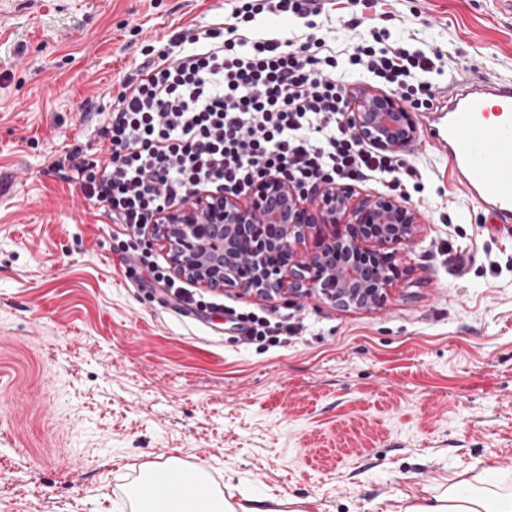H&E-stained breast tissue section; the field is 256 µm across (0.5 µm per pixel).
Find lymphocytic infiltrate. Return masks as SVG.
I'll list each match as a JSON object with an SVG mask.
<instances>
[{
  "label": "lymphocytic infiltrate",
  "instance_id": "lymphocytic-infiltrate-1",
  "mask_svg": "<svg viewBox=\"0 0 512 512\" xmlns=\"http://www.w3.org/2000/svg\"><path fill=\"white\" fill-rule=\"evenodd\" d=\"M332 5L228 0L223 20L145 44L98 131L109 159L91 153L74 165L84 196L122 227L117 250L129 273L161 284L176 311L227 318L248 343L276 341L285 327L188 288L153 258L144 231L160 211L198 193L244 196L266 176L299 188L379 180L395 189L415 176L403 153L353 132L348 87H386L427 111L436 93L425 76L442 53L409 51L384 28L337 47Z\"/></svg>",
  "mask_w": 512,
  "mask_h": 512
}]
</instances>
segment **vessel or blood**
I'll use <instances>...</instances> for the list:
<instances>
[{"label": "vessel or blood", "instance_id": "b4317fda", "mask_svg": "<svg viewBox=\"0 0 512 512\" xmlns=\"http://www.w3.org/2000/svg\"><path fill=\"white\" fill-rule=\"evenodd\" d=\"M424 126L453 177L498 224H512V81L449 83Z\"/></svg>", "mask_w": 512, "mask_h": 512}]
</instances>
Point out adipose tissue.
<instances>
[{"label":"adipose tissue","mask_w":512,"mask_h":512,"mask_svg":"<svg viewBox=\"0 0 512 512\" xmlns=\"http://www.w3.org/2000/svg\"><path fill=\"white\" fill-rule=\"evenodd\" d=\"M133 495L139 500L137 512H306L304 500L297 498L253 497L248 504H232L211 490L201 466L172 499L142 503L138 486ZM399 512H512V482L487 469L473 475L458 473L438 493L402 497Z\"/></svg>","instance_id":"adipose-tissue-1"}]
</instances>
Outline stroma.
<instances>
[{"instance_id":"35a3bbf8","label":"stroma","mask_w":512,"mask_h":512,"mask_svg":"<svg viewBox=\"0 0 512 512\" xmlns=\"http://www.w3.org/2000/svg\"><path fill=\"white\" fill-rule=\"evenodd\" d=\"M225 0H0V512H132L146 465L204 464L243 502L397 512L455 472L512 477V229L424 138L414 240L379 306L316 293L224 304L293 331L234 330L151 301L110 223L70 181L147 40L221 19ZM453 79H512L498 0H379L365 10ZM450 223H443V215Z\"/></svg>"}]
</instances>
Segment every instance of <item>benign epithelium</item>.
Listing matches in <instances>:
<instances>
[{
    "label": "benign epithelium",
    "instance_id": "obj_1",
    "mask_svg": "<svg viewBox=\"0 0 512 512\" xmlns=\"http://www.w3.org/2000/svg\"><path fill=\"white\" fill-rule=\"evenodd\" d=\"M349 122L390 152L417 136L404 100L375 89L355 97ZM354 195L347 184L302 190L266 176L244 203L202 193L190 206L162 212L151 240L165 245L177 275L199 287L239 286L273 297L297 295L308 282L339 308H371L399 274L397 247L413 240L418 213L391 195ZM312 230L315 249L300 261L295 246Z\"/></svg>",
    "mask_w": 512,
    "mask_h": 512
}]
</instances>
